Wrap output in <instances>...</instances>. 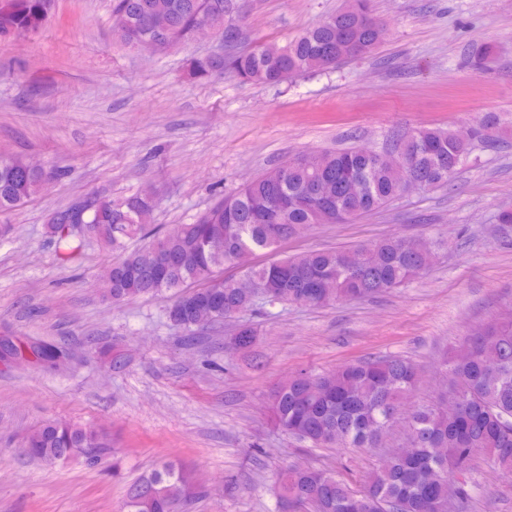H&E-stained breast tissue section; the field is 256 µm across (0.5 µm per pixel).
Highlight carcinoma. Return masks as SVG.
Listing matches in <instances>:
<instances>
[{"label":"carcinoma","instance_id":"1","mask_svg":"<svg viewBox=\"0 0 512 512\" xmlns=\"http://www.w3.org/2000/svg\"><path fill=\"white\" fill-rule=\"evenodd\" d=\"M211 0H112V31L148 21L163 24L186 41L192 29L211 17ZM47 0H12L0 12V35L36 34L47 23ZM371 0H348L283 46L262 45L247 53L194 58L188 75L202 79L232 73L244 82L279 84L295 75L332 68L370 52L384 27L374 23ZM496 128V143L507 142L499 117L487 113L463 130L421 128L412 131L405 153L379 157L353 146L336 151L301 153L242 183L193 222L163 235L149 230L152 200L137 194L122 200L98 197V209L83 216L71 205L51 213L46 234L58 259L68 264L80 255L86 238L72 229L88 224L91 238L116 254L99 277V288L112 302L172 292L168 322L188 333L204 323L221 324L235 315L266 306L310 301L312 306L375 297L420 278L433 262L421 238L393 235L350 250H310L264 266L250 263L257 250L272 249L284 239L317 224H344L384 208L404 192L406 169L426 188L448 184L483 142V129ZM65 171L46 169L23 157L0 164V215L23 206L31 197L63 179ZM232 266L237 277L216 275ZM319 277L323 288L306 297L305 280ZM201 282L188 293L182 288ZM238 349L256 342L250 327L239 329ZM40 362L58 365L64 353L33 342ZM446 389L431 405H417L400 418L415 388L418 369L401 356L359 360L333 371L300 370L275 386L270 395L272 424L314 448L365 450L381 447L393 427H406L405 445L388 454L352 491L336 473L297 464L278 474L280 505H302L309 512H472L481 495L477 461L512 471V318L488 324L463 339L457 352L443 359ZM112 448V438L92 428L48 422L26 439L24 451L47 463L93 452L96 460ZM458 480L457 496L448 499V481ZM146 493L126 496V512H180L196 498L189 472L165 462L130 487Z\"/></svg>","mask_w":512,"mask_h":512}]
</instances>
